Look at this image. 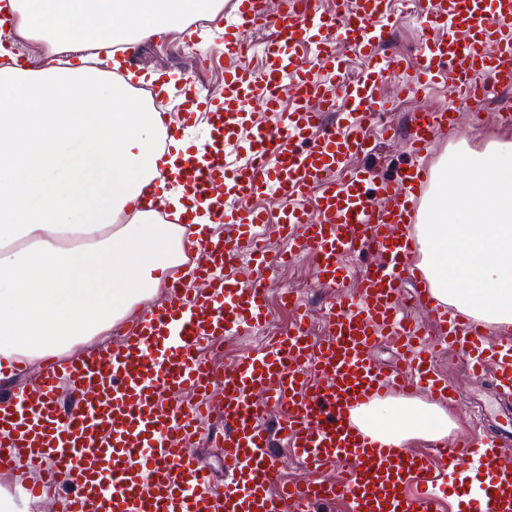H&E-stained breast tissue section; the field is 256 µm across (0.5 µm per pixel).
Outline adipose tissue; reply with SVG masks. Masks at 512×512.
<instances>
[{"instance_id":"obj_1","label":"adipose tissue","mask_w":512,"mask_h":512,"mask_svg":"<svg viewBox=\"0 0 512 512\" xmlns=\"http://www.w3.org/2000/svg\"><path fill=\"white\" fill-rule=\"evenodd\" d=\"M15 35L56 52L148 38L215 19L224 0H9ZM160 113L90 67H0V356L32 365L107 333L186 263L183 224L127 207L158 180ZM413 234L437 304L512 332V141L449 148ZM367 436L409 447L454 434L446 406L372 401L352 412Z\"/></svg>"}]
</instances>
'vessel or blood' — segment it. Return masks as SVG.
<instances>
[{"label":"vessel or blood","instance_id":"vessel-or-blood-1","mask_svg":"<svg viewBox=\"0 0 512 512\" xmlns=\"http://www.w3.org/2000/svg\"><path fill=\"white\" fill-rule=\"evenodd\" d=\"M235 5L218 50L234 62L223 86L182 103L187 116L206 111L210 137L178 158L179 184L207 203L210 222L226 225L224 236L187 241L197 262L175 272L167 296L119 343L50 358L32 385L0 394V471L18 477L30 500L54 497L55 512H314L337 500L350 512H439L427 456L371 440L351 412L394 393L461 404L435 368L439 347L461 352L473 377L493 372L497 388L512 392L511 343L490 346L483 325L443 308L434 311L432 341L402 307L408 281L419 300L432 299L412 236L431 179L423 158L438 132L459 131L461 113L481 121L487 104L512 86V0H424L416 61L406 72L383 52L397 23L392 0H334L329 8L306 0L301 9L282 0L275 14L267 0ZM258 29L271 37L265 65L254 71L245 63L246 37ZM336 42L366 59L356 78H344ZM391 82L421 106L406 139L413 161L385 179L347 162L367 151L366 129L382 125L378 91ZM437 83L450 89L442 108L427 104ZM257 108L274 114L273 123H253ZM265 193L283 203L278 230L290 247L281 254L266 248L267 219L252 204ZM132 207L166 213L173 224L190 221L149 192ZM361 247L382 261L342 293L341 257ZM304 253L336 290L326 338L312 335L299 296L287 290L283 298L298 315L293 327L217 374L206 350L268 321L267 281L251 268L272 272ZM389 337L406 375L373 358ZM187 389L198 396L189 406L181 399ZM484 428L477 422L473 434L440 442L434 453L451 470L464 450L479 454L480 495L463 487L459 497L474 498L477 512H512V423L492 440ZM213 436L224 450L220 485L191 450ZM277 436L306 480H280Z\"/></svg>","mask_w":512,"mask_h":512}]
</instances>
